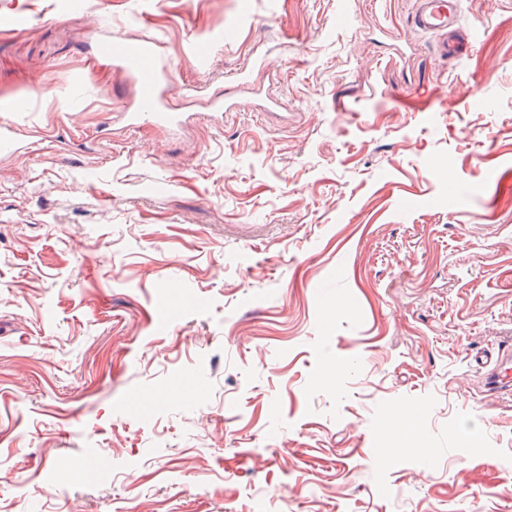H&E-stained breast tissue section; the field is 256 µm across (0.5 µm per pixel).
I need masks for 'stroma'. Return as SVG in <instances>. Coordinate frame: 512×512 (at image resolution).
Masks as SVG:
<instances>
[{"instance_id":"35a3bbf8","label":"stroma","mask_w":512,"mask_h":512,"mask_svg":"<svg viewBox=\"0 0 512 512\" xmlns=\"http://www.w3.org/2000/svg\"><path fill=\"white\" fill-rule=\"evenodd\" d=\"M413 7L0 0V512H512V0ZM462 0H416L409 16L411 26L437 40L439 55L452 61L468 58L476 43L475 33L464 27ZM102 52L113 58L138 86L131 126L161 124L173 127L180 124L181 114L170 112L165 105L174 82L164 68H159L152 46L143 43H107L102 47ZM481 370L482 385L489 394H510L512 392V351L499 349L496 353L477 352L473 358Z\"/></svg>"}]
</instances>
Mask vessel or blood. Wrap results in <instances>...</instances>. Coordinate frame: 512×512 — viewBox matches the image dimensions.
<instances>
[{"label": "vessel or blood", "mask_w": 512, "mask_h": 512, "mask_svg": "<svg viewBox=\"0 0 512 512\" xmlns=\"http://www.w3.org/2000/svg\"><path fill=\"white\" fill-rule=\"evenodd\" d=\"M462 4L463 0H415L409 16L411 26L435 37L440 56L452 61L468 58L476 43L475 33L461 22ZM102 51L113 58L138 86L136 105L131 114L133 125H179V113L170 111L166 105L174 82L165 69L159 68L152 46L143 43H108ZM473 362L482 373L486 393L512 392L511 350L479 352L475 354Z\"/></svg>", "instance_id": "1"}]
</instances>
